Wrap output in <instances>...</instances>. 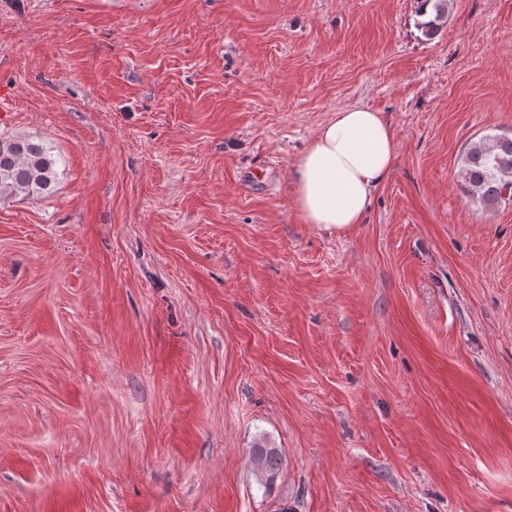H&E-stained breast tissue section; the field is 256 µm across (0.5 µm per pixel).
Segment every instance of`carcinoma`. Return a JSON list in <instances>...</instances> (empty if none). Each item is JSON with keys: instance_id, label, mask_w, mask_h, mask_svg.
<instances>
[{"instance_id": "obj_1", "label": "carcinoma", "mask_w": 512, "mask_h": 512, "mask_svg": "<svg viewBox=\"0 0 512 512\" xmlns=\"http://www.w3.org/2000/svg\"><path fill=\"white\" fill-rule=\"evenodd\" d=\"M450 0H417V14L432 17L419 24L423 35L435 38L448 18ZM59 159L38 138L0 137V202L9 199H41L56 190ZM462 190L473 202L489 207L512 201V134L490 135L472 145L462 157ZM258 482L267 486L282 470V450L261 439L250 448Z\"/></svg>"}]
</instances>
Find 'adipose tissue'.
I'll return each mask as SVG.
<instances>
[{
    "label": "adipose tissue",
    "instance_id": "obj_1",
    "mask_svg": "<svg viewBox=\"0 0 512 512\" xmlns=\"http://www.w3.org/2000/svg\"><path fill=\"white\" fill-rule=\"evenodd\" d=\"M394 157V131L382 113L357 106L337 111L290 169L303 222L330 233L362 223Z\"/></svg>",
    "mask_w": 512,
    "mask_h": 512
}]
</instances>
